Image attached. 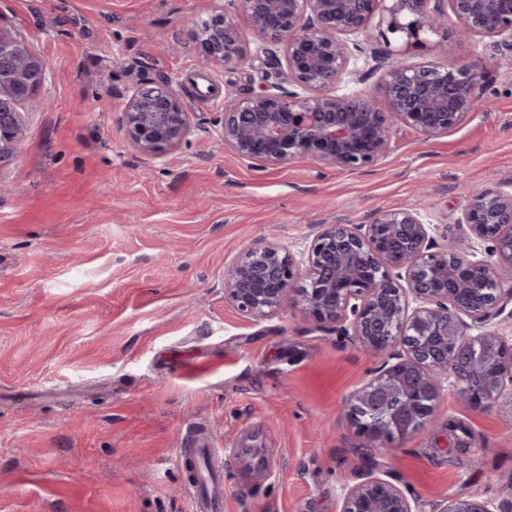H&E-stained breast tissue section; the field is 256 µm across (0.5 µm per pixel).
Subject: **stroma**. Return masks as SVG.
<instances>
[{
  "instance_id": "obj_1",
  "label": "stroma",
  "mask_w": 512,
  "mask_h": 512,
  "mask_svg": "<svg viewBox=\"0 0 512 512\" xmlns=\"http://www.w3.org/2000/svg\"><path fill=\"white\" fill-rule=\"evenodd\" d=\"M213 0H0V22L48 63L0 168V512H189L177 454L189 424L213 443L249 434L276 460L269 483L225 482L224 512H340L360 475L420 512L448 498L512 512V398L475 407L445 382L437 415L367 454L347 416L380 357L285 306L252 319L224 300V268L277 240L302 258L327 224L419 208L434 244L471 241V185L512 190V38L431 33L412 64L477 69L476 102L448 133L394 129L356 172L291 161L261 168L219 139L218 100L278 72L208 64L194 37ZM362 93L384 106L377 23L347 36ZM165 77L192 131L149 158L120 117L142 79Z\"/></svg>"
}]
</instances>
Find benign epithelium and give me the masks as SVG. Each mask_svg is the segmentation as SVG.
Listing matches in <instances>:
<instances>
[{
    "instance_id": "obj_1",
    "label": "benign epithelium",
    "mask_w": 512,
    "mask_h": 512,
    "mask_svg": "<svg viewBox=\"0 0 512 512\" xmlns=\"http://www.w3.org/2000/svg\"><path fill=\"white\" fill-rule=\"evenodd\" d=\"M427 12L426 0H240L247 28L215 7L197 30L205 60L234 69L247 60V36L258 50L283 48L286 72L241 97L223 100L220 137L241 158L264 167L290 160L354 171L382 157L390 132L402 124L425 135L458 127L474 106L479 74L465 65H414L410 50L424 35L457 22L462 38L512 35V0H444ZM382 10L380 36L387 51L386 109L355 95L331 94L349 69L344 37L366 30ZM0 166L16 155L23 131L20 106L42 85L46 61L0 24ZM121 125L131 146L159 158L177 149L191 130L187 102L169 80L136 84ZM464 216L471 235L493 243L494 260H470L468 242L437 250L418 213L382 211L367 229L329 224L300 260L276 240L250 244L224 269V300L247 316L269 317L293 305L306 318L352 337L367 351L386 356L378 373L354 392L349 419L380 447L410 437L435 416L440 378L452 377L475 405L499 399L512 386V345L489 322L503 308L502 284L512 281V192L484 186L469 191ZM415 307H410V302ZM402 344L405 351L395 350ZM494 357L498 373L484 383L458 369L470 351ZM386 410L375 428L361 416ZM341 512H418L395 485L366 475L350 486ZM438 512H494L487 502L451 499Z\"/></svg>"
}]
</instances>
